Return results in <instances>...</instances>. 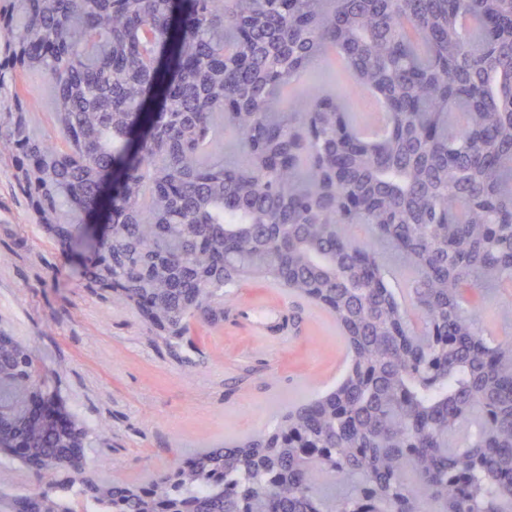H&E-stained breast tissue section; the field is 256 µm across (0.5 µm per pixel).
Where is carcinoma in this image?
Wrapping results in <instances>:
<instances>
[{"label": "carcinoma", "mask_w": 512, "mask_h": 512, "mask_svg": "<svg viewBox=\"0 0 512 512\" xmlns=\"http://www.w3.org/2000/svg\"><path fill=\"white\" fill-rule=\"evenodd\" d=\"M154 32L145 45L139 32ZM0 153L35 166L15 178L62 249L104 216L98 286L136 311L147 340L164 325L181 344L196 320L224 322V288L262 277L326 306L350 366L335 389L274 425L316 438L302 458L271 430L205 448L140 490L73 457L64 427L29 417L33 348L0 341V443L22 442L44 484L4 499L8 512H350L321 489L330 473L381 491L391 512H512V340L481 334L475 287L512 284V0H9L0 8ZM337 51L343 93L311 85L303 111L285 96ZM35 73L54 90L64 145L34 136L24 93L5 78ZM379 96L388 130L347 111ZM246 163L205 157L221 133ZM366 224L416 274L402 289L350 235ZM422 312L410 324L409 307ZM458 349L430 358L435 322ZM350 409L336 419V407ZM476 421L464 448L449 419ZM413 481H408V474Z\"/></svg>", "instance_id": "1"}]
</instances>
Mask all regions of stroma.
<instances>
[{
	"label": "stroma",
	"instance_id": "1",
	"mask_svg": "<svg viewBox=\"0 0 512 512\" xmlns=\"http://www.w3.org/2000/svg\"><path fill=\"white\" fill-rule=\"evenodd\" d=\"M20 81L33 94L31 128L58 140L51 86L36 74ZM475 295L481 327L512 338V288ZM297 316L296 334L279 349L229 322H196L192 345L177 355L163 341H145L141 319L87 287L73 255L48 238L0 166V330L32 345L48 388L68 412L90 424L110 422L109 439L83 454L107 458L114 478L146 484L175 458L245 438L336 386L349 358L334 318L311 303Z\"/></svg>",
	"mask_w": 512,
	"mask_h": 512
}]
</instances>
